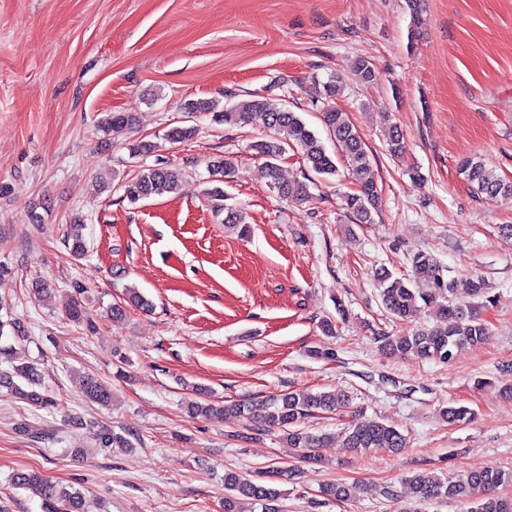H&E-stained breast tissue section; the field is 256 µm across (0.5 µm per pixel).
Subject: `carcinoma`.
Here are the masks:
<instances>
[{"label": "carcinoma", "instance_id": "obj_1", "mask_svg": "<svg viewBox=\"0 0 512 512\" xmlns=\"http://www.w3.org/2000/svg\"><path fill=\"white\" fill-rule=\"evenodd\" d=\"M185 112H209L216 122L229 125L244 123L254 112L265 116L267 125L277 132L270 139H260L250 144L253 155L264 160V169L269 188L284 199L305 200L310 196L309 184L301 181L285 182L280 177L278 161L286 147H298L303 152L309 170L319 176H334L338 172L336 156L330 154L320 138L306 122L286 106H272L267 98L259 94L239 101L224 110H217V103L208 100H189L181 105ZM133 117L128 112H112L103 121L101 131L114 134L132 125ZM323 122L336 142L342 158L348 163V177L355 190L345 196L346 209L359 222L372 223V214L382 207V197L371 173V152L356 127L345 112L328 107L323 112ZM198 133L195 125L174 127L167 138L173 143L193 139ZM405 150V137L401 129L389 126L386 133V151L397 157ZM212 175L216 181L235 172V163L229 158L212 162ZM461 173L471 189L488 199H507L512 196V182L497 175L483 161L469 159L462 163ZM181 180V172L166 166H150L137 172L124 184L126 197L136 202L151 196L161 195L175 188ZM208 206L216 214H224V223L249 232L243 209L227 203L224 189L214 186L206 191ZM84 224L74 222L67 229L65 241L75 257L85 255L86 240ZM411 274L395 276L386 268L376 271L383 306L396 320L406 321L422 308L433 305L441 312L440 324L431 329L403 330L395 335L380 337V348L391 356L414 355L419 359L451 360L456 351L466 345L480 343L487 336V327L477 314L472 303H464L457 297L458 281L446 280L443 266L429 252L419 250L409 257ZM428 281L432 288L423 293L414 287L416 281ZM69 319L90 330L94 329L86 309L78 299L68 312ZM25 382L20 385L14 381ZM81 391L90 401L102 406L112 404V390L95 376H81ZM39 386L35 364L23 361L13 367V374L0 375V387L8 389L17 398L45 408L52 403L51 396L36 390ZM343 397L334 391H290L270 395L257 403L229 402L224 405L194 398L187 403V412L192 418H206L214 413L233 415L252 425L257 430L276 429L284 432L288 447L295 448L302 459L312 457L315 448H324L329 442L341 438L342 445L356 453L384 451L399 454L408 447L406 436L392 425L376 419L357 421L341 432L310 433L300 428L301 422L316 412L333 413L343 406ZM440 417L448 423H459L471 419V412L464 406L450 405L440 409ZM101 448H130L129 437L104 428L97 434ZM291 471L284 467H271L259 478L246 477L236 471L224 473V512H279L276 505L280 496L272 481L278 477H289ZM412 498L416 502L439 499L456 500L467 506L466 512H512V498L496 495V489L512 484V470L486 466L469 470L463 474L439 476L418 473L408 479ZM16 488H35L43 499L45 512H79L81 494L46 481L35 471H18L12 476ZM352 488L342 483H326L320 488V496L327 500L345 501L351 497Z\"/></svg>", "mask_w": 512, "mask_h": 512}]
</instances>
